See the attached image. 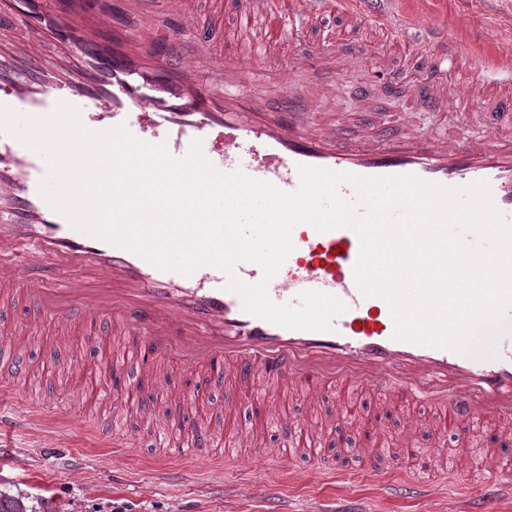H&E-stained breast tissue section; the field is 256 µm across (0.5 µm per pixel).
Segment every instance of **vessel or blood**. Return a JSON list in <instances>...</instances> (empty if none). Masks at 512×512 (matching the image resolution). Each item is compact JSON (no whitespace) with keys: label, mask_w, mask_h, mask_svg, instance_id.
Returning a JSON list of instances; mask_svg holds the SVG:
<instances>
[{"label":"vessel or blood","mask_w":512,"mask_h":512,"mask_svg":"<svg viewBox=\"0 0 512 512\" xmlns=\"http://www.w3.org/2000/svg\"><path fill=\"white\" fill-rule=\"evenodd\" d=\"M365 0H41L33 17L36 37L68 44L82 57L65 78L50 71L57 56L14 45L0 59V104L32 116L49 114L60 101L77 106L94 131L126 125L138 139L165 144L177 158L201 140L206 158L221 172L237 170L291 192L299 166L311 165L360 176L414 174L446 187L478 180L512 224V74L482 77L477 57L453 45L444 27H429L416 44L403 33L412 19L390 12L366 14ZM138 18L127 26L124 18ZM338 15L347 27L373 25L402 47L401 66L427 73L418 89L428 111L459 112L477 136L464 142L432 140L428 132L380 127L371 141L347 139L339 125L303 120L313 101L306 81L315 73L340 83L347 66L363 61L387 69L368 41L345 44L343 54L305 45L324 18ZM459 76L455 93L441 79ZM44 161L15 138L0 134V436L19 430L41 405L20 406L6 364L33 345L35 323L9 315L21 295L61 327L83 323L91 343L105 352L103 365L75 358L65 369L76 384L72 406L103 405L94 419L102 428L137 409L147 433L164 426L163 446L180 460L214 459L245 466L239 451L255 435L242 430L224 445L215 423L184 424L188 397L158 372L160 363L208 370L211 376L284 397L301 392L310 408L295 421L283 406L264 410L263 420L284 429L276 448L259 458L289 467L297 460L322 462L323 472L341 468L322 453V439L339 429L354 431L370 414L355 396L367 391L379 413L428 403L464 450L478 423L496 427L502 447L490 464L497 480L473 482L452 468L450 482L467 489L469 512L512 498V333L497 342V356L477 360L456 352L395 340L387 303L363 296L354 278L360 241L350 228L325 232L308 224L292 231L294 249L268 284L277 304L298 305L308 290L331 294L346 310L328 331L288 329L255 317L227 290L222 270L204 265L191 275L162 271L135 253L80 232L55 212L39 192ZM136 361L149 382L143 391L111 390L122 362ZM419 423L401 434L376 428L362 447L348 449L365 472L379 474L386 490L415 497L431 492L437 475L428 459L444 460L445 446L417 449ZM386 467H379L380 456Z\"/></svg>","instance_id":"obj_1"}]
</instances>
